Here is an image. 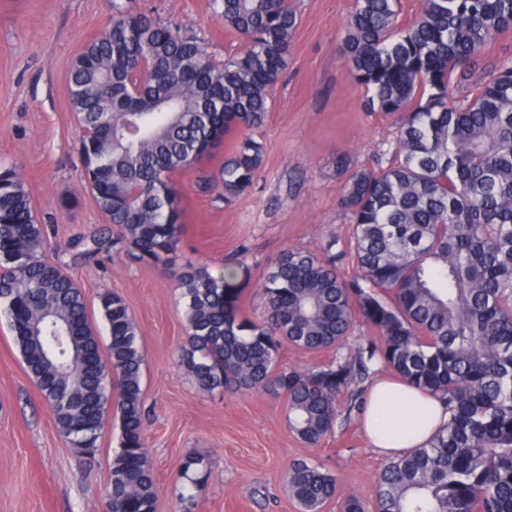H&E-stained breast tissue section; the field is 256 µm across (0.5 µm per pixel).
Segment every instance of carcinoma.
<instances>
[{
    "label": "carcinoma",
    "instance_id": "obj_1",
    "mask_svg": "<svg viewBox=\"0 0 512 512\" xmlns=\"http://www.w3.org/2000/svg\"><path fill=\"white\" fill-rule=\"evenodd\" d=\"M400 0H354L339 55L365 108L397 117L385 169L351 168L340 206L349 250L330 237L321 251L287 248L261 282L266 314L245 316L231 279L207 264L171 266L181 233L172 177L244 131L219 178L229 204L252 187L264 160L253 132L288 66L298 18L290 0H222L219 20L244 41L214 63L203 43L146 14H120L76 58L67 93L79 125L84 179L106 224L79 244L106 246L168 269L186 322L179 364L203 393L235 387L286 400L288 426L309 446L334 433L340 398L362 408L360 384L387 369L439 399L448 421L423 446L391 458L374 507L350 496L340 512H512V61L489 70L485 48L512 28V0H419L398 24ZM148 67L138 94L128 80ZM349 259L347 280L337 263ZM108 330L102 353L86 293L49 256L17 166L0 165V318L62 436L81 454L98 450L109 412L120 421L107 512H155L144 441L143 354L124 299L98 293ZM375 335L343 352L355 319ZM84 351L71 364L64 349ZM336 352L329 365H279L286 346ZM194 483L204 459L187 456ZM284 482L301 512H323L337 478L297 460Z\"/></svg>",
    "mask_w": 512,
    "mask_h": 512
}]
</instances>
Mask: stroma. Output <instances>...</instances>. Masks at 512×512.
<instances>
[{"label": "stroma", "mask_w": 512, "mask_h": 512, "mask_svg": "<svg viewBox=\"0 0 512 512\" xmlns=\"http://www.w3.org/2000/svg\"><path fill=\"white\" fill-rule=\"evenodd\" d=\"M299 22L288 67L272 92L258 135L265 147L252 186L232 203L202 192L238 139L229 134L212 156L176 173L183 227L176 265L236 266L244 315L261 318L258 290L270 260L292 247L320 251L328 238L347 247L351 218L340 207L344 180L337 156L353 167L387 165L396 120L362 108L338 56L353 0H292ZM221 0H0V164L20 167L48 252L88 294L97 332L105 327L97 293L121 296L139 329L144 355L145 443L156 480V512H300L283 475L307 458L335 474L340 497L375 499L386 455L373 448L359 414L312 447L288 427L283 398L232 389L198 391L178 365L186 336L175 280L116 251L73 260L79 237L103 216L81 178L80 131L66 93L73 61L117 10L181 25L216 61L244 42L218 19ZM108 417L94 458L80 455L54 416L0 321V512H105L109 467L119 444ZM202 456L209 476L184 487L182 459Z\"/></svg>", "instance_id": "stroma-1"}]
</instances>
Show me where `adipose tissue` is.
I'll list each match as a JSON object with an SVG mask.
<instances>
[{
  "label": "adipose tissue",
  "mask_w": 512,
  "mask_h": 512,
  "mask_svg": "<svg viewBox=\"0 0 512 512\" xmlns=\"http://www.w3.org/2000/svg\"><path fill=\"white\" fill-rule=\"evenodd\" d=\"M447 419L436 398L381 377L366 394L362 426L372 447L394 457L427 443Z\"/></svg>",
  "instance_id": "1"
}]
</instances>
